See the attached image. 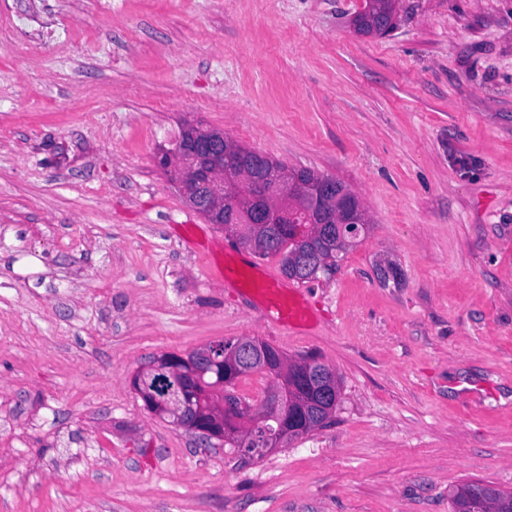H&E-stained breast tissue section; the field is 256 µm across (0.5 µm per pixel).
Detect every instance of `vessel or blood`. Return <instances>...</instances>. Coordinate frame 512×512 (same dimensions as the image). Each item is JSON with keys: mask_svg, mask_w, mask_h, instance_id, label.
<instances>
[{"mask_svg": "<svg viewBox=\"0 0 512 512\" xmlns=\"http://www.w3.org/2000/svg\"><path fill=\"white\" fill-rule=\"evenodd\" d=\"M181 238L207 260L210 271L223 279L225 287L249 295L268 324L292 333L315 332L318 313L298 284L279 278L249 257L238 258L231 267L217 265L218 247L200 225H183Z\"/></svg>", "mask_w": 512, "mask_h": 512, "instance_id": "b4317fda", "label": "vessel or blood"}]
</instances>
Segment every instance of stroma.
<instances>
[{
  "label": "stroma",
  "instance_id": "35a3bbf8",
  "mask_svg": "<svg viewBox=\"0 0 512 512\" xmlns=\"http://www.w3.org/2000/svg\"><path fill=\"white\" fill-rule=\"evenodd\" d=\"M0 0V512H453L512 491V0ZM43 37L40 54L30 33ZM348 185L372 227L263 323L179 238L186 124ZM401 270L381 285L380 261ZM256 338L342 381L327 427L241 462L150 413L147 357ZM396 13L395 6L391 7L387 0H364L363 10L355 14L352 25L358 34L385 35L393 29ZM367 15L375 16L381 22L380 30L372 32L370 22L365 18ZM472 490V481L463 482L456 485L450 492V497L456 512L461 510L465 512L470 505V511L467 512H512L511 493L496 488L492 484H486L488 492L485 501H477L470 498ZM482 504L485 511H473Z\"/></svg>",
  "mask_w": 512,
  "mask_h": 512
}]
</instances>
